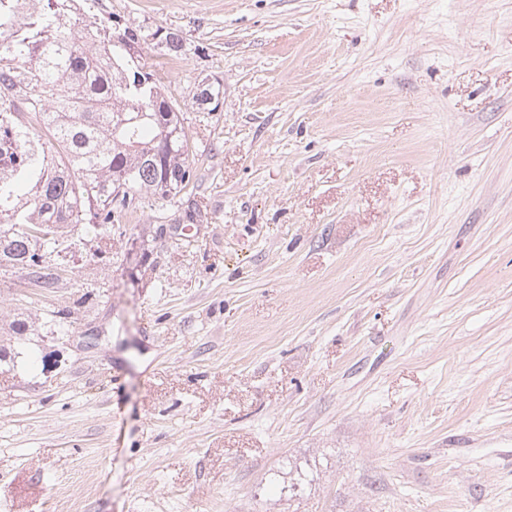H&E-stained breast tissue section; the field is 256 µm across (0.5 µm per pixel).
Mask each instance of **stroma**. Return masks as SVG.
<instances>
[{"label":"stroma","mask_w":512,"mask_h":512,"mask_svg":"<svg viewBox=\"0 0 512 512\" xmlns=\"http://www.w3.org/2000/svg\"><path fill=\"white\" fill-rule=\"evenodd\" d=\"M79 2L183 38L196 180L0 269L72 334L0 373V512H512V0Z\"/></svg>","instance_id":"1"}]
</instances>
